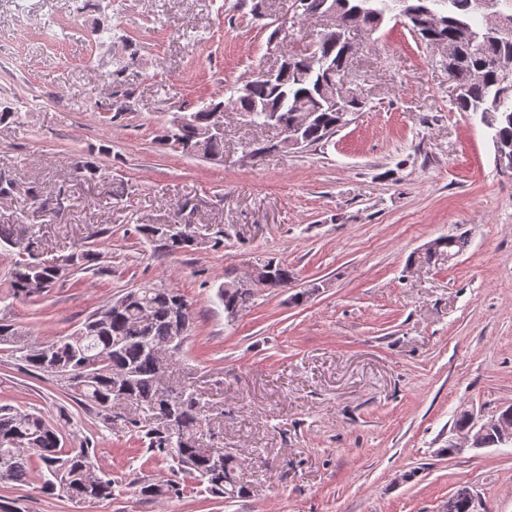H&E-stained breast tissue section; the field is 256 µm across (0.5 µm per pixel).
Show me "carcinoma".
I'll return each mask as SVG.
<instances>
[{"instance_id":"cac0c4a2","label":"carcinoma","mask_w":512,"mask_h":512,"mask_svg":"<svg viewBox=\"0 0 512 512\" xmlns=\"http://www.w3.org/2000/svg\"><path fill=\"white\" fill-rule=\"evenodd\" d=\"M335 0L336 37L316 38L301 50L308 61L288 65L282 81L268 83L250 77L247 100L231 98L228 103L249 113L252 124L284 132L302 113L312 115L303 130L304 146L319 145L344 126L343 116L364 107L359 94L336 90V103L325 101L320 87L340 82L349 70L354 52L346 33L355 30L370 35L387 15L408 20L418 40L430 47L446 42L458 51L461 92L454 101L457 111L478 119L491 140L494 154L512 155V41L500 39L494 14L512 19V0ZM210 113L202 109L194 119L171 130V141L182 152L216 158L224 153V138L207 134ZM25 197L33 207L43 208L36 187L0 174V196ZM137 231L167 253L186 252L195 246L192 230L180 238L162 239L152 224ZM441 248L426 253V259L457 255L467 246V236L440 237ZM33 235L23 224H0V246L18 257L11 272V290L16 297L44 295L61 277V269L43 262L33 263ZM270 280L265 288H286L293 274L288 265L269 259L263 262ZM253 290L239 288L232 276L217 290L224 313H238L246 307ZM193 324L192 304L178 291L157 285L125 292L92 312L69 336L46 343L30 341L13 328L0 323V345L12 349L15 360L29 371H43L57 377L79 403L95 408L103 421L112 423L109 411L123 398L134 407L125 419L128 432L147 442L152 457L168 465L173 476L196 480L216 498L232 500L245 495L236 475L233 456L212 462L211 446L200 437L199 428L208 406L200 394L189 388L168 393L160 387L162 365L150 347L164 348L171 355L182 352ZM43 473V489L79 503L112 499L116 481L98 465L97 449L86 442L64 446L57 423L40 413L0 405V486L22 483L33 465ZM183 488L173 480H143L139 494L156 500L179 496Z\"/></svg>"}]
</instances>
